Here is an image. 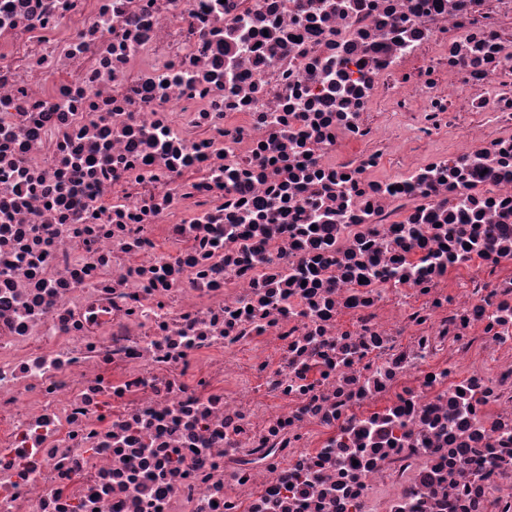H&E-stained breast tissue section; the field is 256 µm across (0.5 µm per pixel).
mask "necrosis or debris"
<instances>
[{
	"label": "necrosis or debris",
	"mask_w": 512,
	"mask_h": 512,
	"mask_svg": "<svg viewBox=\"0 0 512 512\" xmlns=\"http://www.w3.org/2000/svg\"><path fill=\"white\" fill-rule=\"evenodd\" d=\"M0 512H512V0H0Z\"/></svg>",
	"instance_id": "4bbe7bcc"
}]
</instances>
